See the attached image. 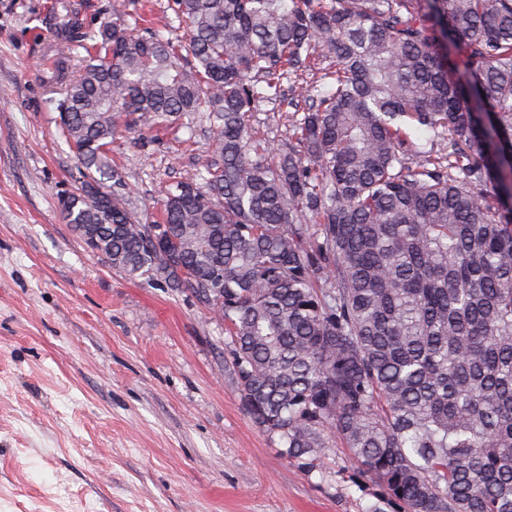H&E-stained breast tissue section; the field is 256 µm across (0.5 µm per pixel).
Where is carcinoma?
Here are the masks:
<instances>
[{
	"instance_id": "1",
	"label": "carcinoma",
	"mask_w": 512,
	"mask_h": 512,
	"mask_svg": "<svg viewBox=\"0 0 512 512\" xmlns=\"http://www.w3.org/2000/svg\"><path fill=\"white\" fill-rule=\"evenodd\" d=\"M172 10L186 44L129 0L96 28L68 11L50 43L71 231L205 304L244 410L302 471L339 441L403 512H512V208L487 194L512 191V0ZM325 61L292 87L288 142L255 139L248 114ZM196 115L204 175L166 189L156 224L105 187L114 135Z\"/></svg>"
}]
</instances>
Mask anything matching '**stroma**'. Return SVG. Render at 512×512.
Here are the masks:
<instances>
[{
    "label": "stroma",
    "mask_w": 512,
    "mask_h": 512,
    "mask_svg": "<svg viewBox=\"0 0 512 512\" xmlns=\"http://www.w3.org/2000/svg\"><path fill=\"white\" fill-rule=\"evenodd\" d=\"M71 1L106 17L108 0H0V512H393L348 449L306 473L252 422L195 296L113 270L66 224L80 174L40 67ZM292 113L248 123L278 146ZM208 148L187 118L118 132L112 166L140 212Z\"/></svg>",
    "instance_id": "35a3bbf8"
}]
</instances>
